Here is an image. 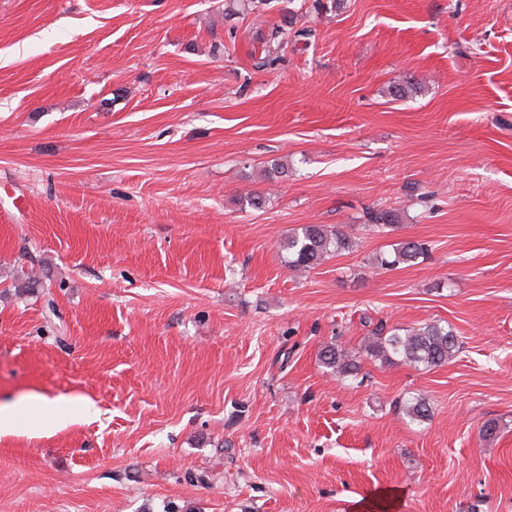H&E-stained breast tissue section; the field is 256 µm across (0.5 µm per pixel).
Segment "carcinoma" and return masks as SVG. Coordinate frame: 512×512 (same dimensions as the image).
Listing matches in <instances>:
<instances>
[{
  "label": "carcinoma",
  "mask_w": 512,
  "mask_h": 512,
  "mask_svg": "<svg viewBox=\"0 0 512 512\" xmlns=\"http://www.w3.org/2000/svg\"><path fill=\"white\" fill-rule=\"evenodd\" d=\"M305 6L306 0H224V17L254 15L260 19L265 14L278 10L280 21L268 27L263 37L264 52L283 48L308 40L312 31L296 27L298 12L291 8L294 2ZM269 196L261 192L240 195L243 209L261 210ZM368 223L380 232L392 229L400 223V215L388 209H377L370 213ZM353 248V236L341 228L327 230L318 224H308L288 234L282 244L287 253L290 269L314 268L330 257ZM431 246L420 240H405L393 245L392 251L376 258V268L392 270L401 265H415L429 257ZM460 344L454 331L435 321L415 327H385L378 329L377 336L366 347L372 357L384 362H402L415 368L432 369L441 366L456 356ZM323 367L330 370L338 380L354 379L360 365L352 352L336 345L324 346L320 353ZM402 411L411 422L420 424L431 416V407L421 396L411 397L402 403Z\"/></svg>",
  "instance_id": "cac0c4a2"
}]
</instances>
